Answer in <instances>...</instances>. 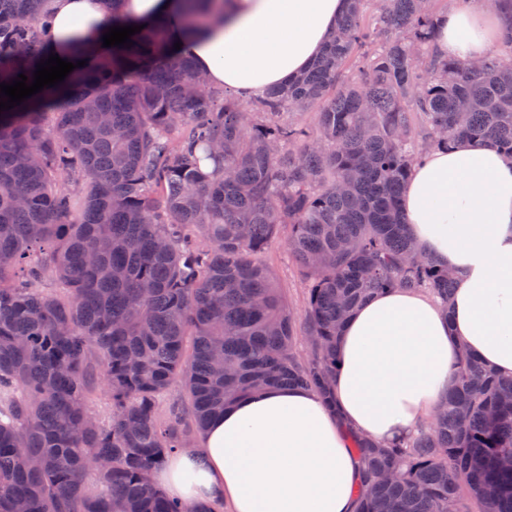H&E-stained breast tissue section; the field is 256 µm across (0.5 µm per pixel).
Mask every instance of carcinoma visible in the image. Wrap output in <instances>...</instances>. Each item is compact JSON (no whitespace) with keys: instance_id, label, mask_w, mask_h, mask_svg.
Segmentation results:
<instances>
[{"instance_id":"obj_1","label":"carcinoma","mask_w":512,"mask_h":512,"mask_svg":"<svg viewBox=\"0 0 512 512\" xmlns=\"http://www.w3.org/2000/svg\"><path fill=\"white\" fill-rule=\"evenodd\" d=\"M48 2L0 0V84L48 59ZM215 2L185 0L187 21ZM366 2L347 0L311 68L249 106L206 85L155 21L0 111V512H212L166 496L153 470L243 396L327 393L340 328L369 295L448 307L454 278L407 234L402 192L428 148L512 155V21L474 68L433 52L434 6L382 0L367 21ZM287 108L316 113L315 131L283 123ZM284 225L308 286L303 360L261 260ZM51 278L66 288H41ZM177 382L188 403L163 420L157 398ZM349 439L355 512H512V378L465 350L431 426Z\"/></svg>"}]
</instances>
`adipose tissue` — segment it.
Listing matches in <instances>:
<instances>
[{
    "label": "adipose tissue",
    "mask_w": 512,
    "mask_h": 512,
    "mask_svg": "<svg viewBox=\"0 0 512 512\" xmlns=\"http://www.w3.org/2000/svg\"><path fill=\"white\" fill-rule=\"evenodd\" d=\"M345 0H224L188 32L181 0H123L131 19H161L168 40L211 86L245 98L285 86L321 55ZM47 53L77 62L101 48L112 18L103 0H50ZM485 0H457L435 25L442 58L478 59L500 38ZM402 211L408 233L457 281L449 311L426 294L394 290L357 305L337 343L328 395L277 386L213 418L195 447L167 459L153 483L189 505L230 512H354L361 461L355 429L382 443L417 434L447 392L460 347L512 378V156L464 141L416 166Z\"/></svg>",
    "instance_id": "obj_1"
}]
</instances>
